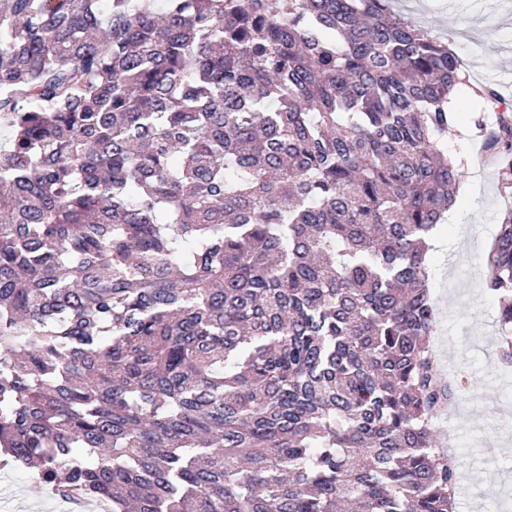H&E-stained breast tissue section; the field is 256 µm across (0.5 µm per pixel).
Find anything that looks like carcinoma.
<instances>
[{"label":"carcinoma","instance_id":"obj_1","mask_svg":"<svg viewBox=\"0 0 512 512\" xmlns=\"http://www.w3.org/2000/svg\"><path fill=\"white\" fill-rule=\"evenodd\" d=\"M457 58L390 0H0V468L108 512H455L429 241ZM473 130L512 185V115ZM512 363V210L488 254Z\"/></svg>","mask_w":512,"mask_h":512}]
</instances>
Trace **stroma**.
Listing matches in <instances>:
<instances>
[{
  "label": "stroma",
  "instance_id": "stroma-1",
  "mask_svg": "<svg viewBox=\"0 0 512 512\" xmlns=\"http://www.w3.org/2000/svg\"><path fill=\"white\" fill-rule=\"evenodd\" d=\"M404 15L442 35L471 83L495 88L512 105V0H409ZM460 131L448 151L467 157L466 177L454 208L431 240V294L437 329L433 349L449 374L467 373L464 396L437 424L441 447H454L457 512H512V365L496 353L498 310L482 293L490 276L486 258L498 217L512 206L494 167L482 160L481 141L470 131L475 105L460 97ZM0 512H70L42 491L29 472L0 469Z\"/></svg>",
  "mask_w": 512,
  "mask_h": 512
}]
</instances>
